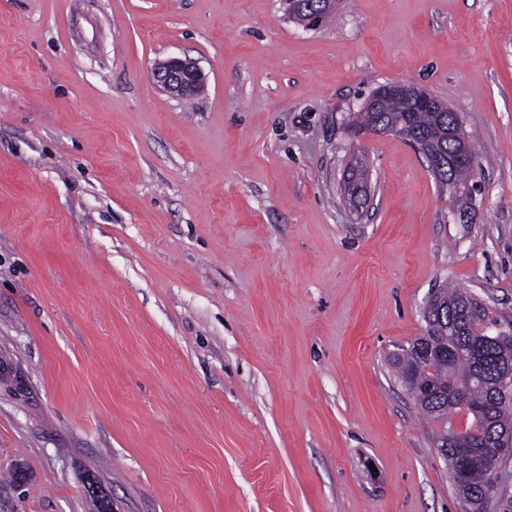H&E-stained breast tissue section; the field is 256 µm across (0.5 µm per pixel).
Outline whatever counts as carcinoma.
I'll return each instance as SVG.
<instances>
[{"mask_svg": "<svg viewBox=\"0 0 512 512\" xmlns=\"http://www.w3.org/2000/svg\"><path fill=\"white\" fill-rule=\"evenodd\" d=\"M335 8L333 3L321 10L302 0H288V19L304 26L319 11L325 24ZM411 91L405 87L386 93L374 111L349 114L347 130L356 136L368 124L401 127L405 138L427 146L424 157L441 194L459 205V214H465L470 182L477 170V151L444 101L435 98L430 107L416 110ZM366 173L364 155L354 156L343 176L347 196L365 186ZM430 304L423 312L426 334L400 348L393 355V365L417 406L440 424L438 437L453 426L456 414L468 415L469 424L462 433L472 442L474 459L464 467L450 451L448 469L452 474L462 471L463 483L456 488L469 512H478L481 501L494 496L500 512H512V495L495 487L491 471L498 449L512 448V403H502L499 392L506 367L497 356L495 336L486 331L485 316L476 314V302L463 288L445 286L432 296ZM456 385L466 387L468 404H461L453 395Z\"/></svg>", "mask_w": 512, "mask_h": 512, "instance_id": "obj_1", "label": "carcinoma"}]
</instances>
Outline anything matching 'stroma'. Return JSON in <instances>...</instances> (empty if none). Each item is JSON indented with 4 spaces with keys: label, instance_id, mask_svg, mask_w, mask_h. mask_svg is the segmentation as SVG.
I'll use <instances>...</instances> for the list:
<instances>
[{
    "label": "stroma",
    "instance_id": "1",
    "mask_svg": "<svg viewBox=\"0 0 512 512\" xmlns=\"http://www.w3.org/2000/svg\"><path fill=\"white\" fill-rule=\"evenodd\" d=\"M388 83L460 115L468 222L348 136ZM446 284L512 321V0H0V512H465L392 364ZM152 76L164 92L177 99L195 95L206 82V74L199 63L187 57H170L157 63ZM343 176L344 193L350 200L352 195L358 192L359 185L362 187L359 194L364 193L365 178L367 173V164L364 155H356L353 157Z\"/></svg>",
    "mask_w": 512,
    "mask_h": 512
}]
</instances>
